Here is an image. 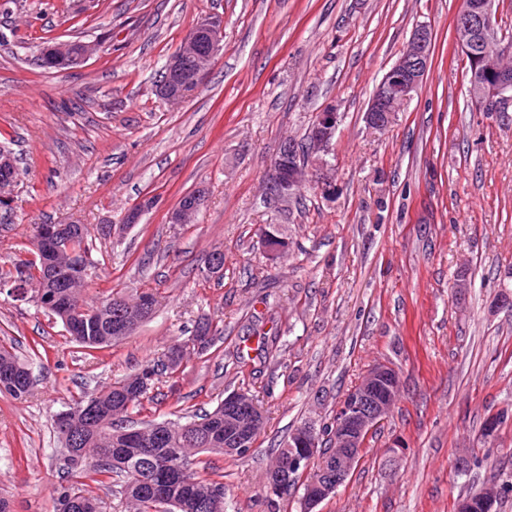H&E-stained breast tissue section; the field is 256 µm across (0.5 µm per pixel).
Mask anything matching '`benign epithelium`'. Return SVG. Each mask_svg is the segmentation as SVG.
I'll list each match as a JSON object with an SVG mask.
<instances>
[{"mask_svg":"<svg viewBox=\"0 0 512 512\" xmlns=\"http://www.w3.org/2000/svg\"><path fill=\"white\" fill-rule=\"evenodd\" d=\"M495 0H462L454 23V38L461 54L470 59L468 82L472 96L487 99L503 108L512 103V70L494 67L489 58L499 54L498 29L493 11ZM433 33L426 25L416 27L406 48L385 73L378 84L366 112L367 123L382 129L393 119L395 107L409 99L421 88L431 65ZM224 48V21L221 17H209L198 24L189 34L185 50L174 55L166 65L167 83L159 93L172 103L182 102L191 91L202 86L209 75L214 58ZM96 46L85 44L73 47L65 43L52 46L57 68L77 65L93 55ZM337 115L321 112L312 124L307 137V163L295 158V144L284 143L268 171L267 186L283 198L295 194L306 180L309 170L325 164V156L333 150ZM17 164L13 154L0 148V187L10 190L17 183ZM203 203V195L196 191L187 201L170 214L172 224H187ZM153 206L150 200L130 208L118 233L138 223L142 214ZM80 232V225L41 224L33 244L34 259L40 262L35 275L47 288L62 287L59 268L54 256L70 247L71 240ZM100 321H112L117 336L127 332L130 317L124 309L105 308L96 312ZM399 386L397 371L384 363L371 366L361 380L350 389L336 408L330 434L323 436L318 427L309 423L295 433L288 442V453L283 469L292 472L307 463V456L320 447L322 440L329 441L328 461L318 477L309 485L302 504V512H317V507L357 469L364 456L367 440L374 429L385 419ZM224 412L237 417L238 429L232 434L234 445L244 448L254 432L256 416L250 397L243 391L224 397Z\"/></svg>","mask_w":512,"mask_h":512,"instance_id":"7a95c632","label":"benign epithelium"}]
</instances>
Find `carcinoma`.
<instances>
[{
	"label": "carcinoma",
	"instance_id": "obj_1",
	"mask_svg": "<svg viewBox=\"0 0 512 512\" xmlns=\"http://www.w3.org/2000/svg\"><path fill=\"white\" fill-rule=\"evenodd\" d=\"M73 250L85 254L90 275L86 279H72L67 288H47L40 307L49 313L69 304L73 307L96 309L108 302L128 305L131 300L109 294L100 303H90L81 295L82 288L93 281L98 268L92 256L88 228L72 240ZM73 341L85 351L112 345L118 337L109 327L99 323L89 326L90 316L74 313ZM168 374L162 360L147 363L137 374L114 382L95 393L82 397L69 408L70 426L80 439L76 450L65 449L62 457L63 473L77 477V481L60 483L53 501V512H101V499L92 488L82 482L112 488V480L119 481L118 494L134 512H159L158 488L166 489V498L178 505L177 512H226L224 475L210 465L199 466L197 455L224 454V403L220 402L203 415L156 421L144 420L138 426L139 437L133 442L125 425L132 411L148 410L159 405L158 395H149L155 381ZM0 391L22 399L31 391V378L27 367L8 348L0 347ZM97 403L96 414L87 417L82 408L89 402ZM327 449L317 450L318 462L306 475L282 472L275 463L269 474V483H282L273 495L283 498L296 487L316 477L325 461Z\"/></svg>",
	"mask_w": 512,
	"mask_h": 512
}]
</instances>
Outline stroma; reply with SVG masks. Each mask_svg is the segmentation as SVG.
<instances>
[{
    "instance_id": "obj_1",
    "label": "stroma",
    "mask_w": 512,
    "mask_h": 512,
    "mask_svg": "<svg viewBox=\"0 0 512 512\" xmlns=\"http://www.w3.org/2000/svg\"><path fill=\"white\" fill-rule=\"evenodd\" d=\"M461 0H0V146L19 160L0 205V271L25 262L36 224L88 225L95 301L155 293V314L94 356L35 302L0 290V345L33 392H0V497L51 512L62 480L55 418L83 393L140 371L199 318L214 346L174 378L180 408L213 410L248 385L266 417L250 456L218 457L227 512H300L267 488L276 450L302 420L331 418L373 364L400 392L361 464L321 512H455L489 480L512 484V106L479 111L453 21ZM224 19V49L179 105L159 76L197 24ZM420 24L433 32L422 87L383 130L365 121L384 74ZM102 41L97 55L46 71L44 38ZM338 117L317 185L267 189L283 142L317 113ZM204 190L194 220L180 198ZM156 197L115 237L129 208ZM275 225L286 254L256 233ZM224 254V274L208 271ZM262 332L280 347L244 378L236 361ZM500 425L485 434L487 419ZM189 195V194H188ZM181 198L179 204L182 203L186 196ZM203 203V195L201 191H196L194 194L187 197L184 204L178 205L170 214L169 221L173 224H188L190 219L196 215L200 206Z\"/></svg>"
}]
</instances>
